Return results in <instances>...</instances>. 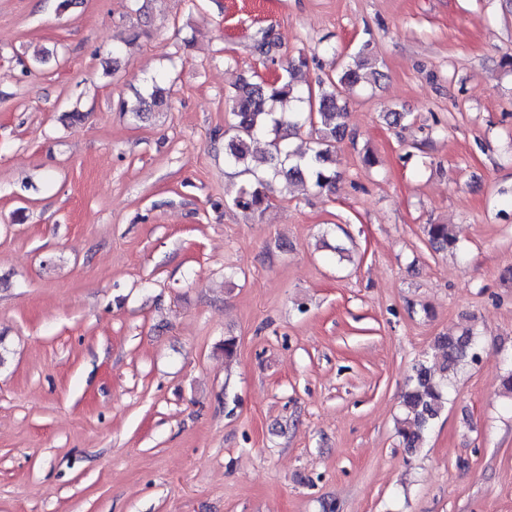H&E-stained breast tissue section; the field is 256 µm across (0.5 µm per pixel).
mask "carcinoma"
<instances>
[{
    "mask_svg": "<svg viewBox=\"0 0 512 512\" xmlns=\"http://www.w3.org/2000/svg\"><path fill=\"white\" fill-rule=\"evenodd\" d=\"M366 66L358 58L346 65L337 78L318 81L312 88L305 80L309 69L307 57L298 55L288 61L284 74L273 80H244L228 96L232 123L224 131V155L236 166L247 167L252 144L266 146L267 169L263 175L242 186L233 205L251 214H263L271 205L275 185L308 184L329 190L340 177L336 168V142L345 135L343 93L361 82ZM299 104L296 112H279L283 101ZM119 108L136 118L163 112L168 108L163 81L151 79L146 89L132 101H122ZM315 132L313 146L304 152L290 148L289 138L304 125ZM424 233L437 250H454L457 240L449 225L427 224ZM439 359L423 361L413 368L410 387L401 396V416L397 433L404 447H421L426 432L441 415L448 400V387L458 371L479 358L481 342L471 329L458 335L441 336L434 344Z\"/></svg>",
    "mask_w": 512,
    "mask_h": 512,
    "instance_id": "1",
    "label": "carcinoma"
}]
</instances>
